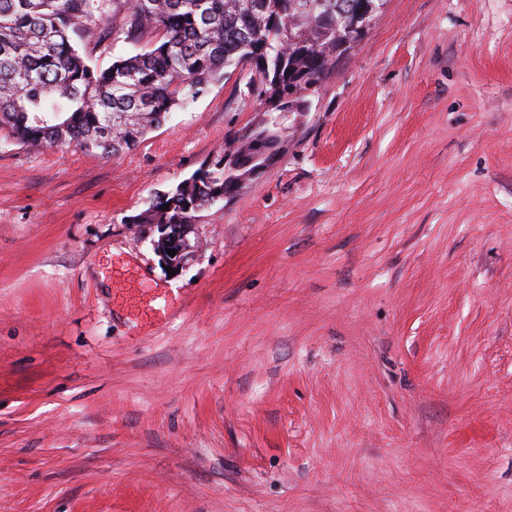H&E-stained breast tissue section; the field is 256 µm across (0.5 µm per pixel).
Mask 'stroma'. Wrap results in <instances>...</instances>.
I'll return each instance as SVG.
<instances>
[{
    "label": "stroma",
    "mask_w": 512,
    "mask_h": 512,
    "mask_svg": "<svg viewBox=\"0 0 512 512\" xmlns=\"http://www.w3.org/2000/svg\"><path fill=\"white\" fill-rule=\"evenodd\" d=\"M260 118L0 137V512H512V0H387L168 274L134 216ZM258 148V153L243 168L250 167L256 161L261 162L249 170L242 178L239 179L238 185L242 184L245 180L255 176L263 169H265L272 161L277 159L285 149V139L277 136H270L264 144H255V149Z\"/></svg>",
    "instance_id": "35a3bbf8"
}]
</instances>
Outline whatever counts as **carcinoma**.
I'll use <instances>...</instances> for the list:
<instances>
[{
	"instance_id": "cac0c4a2",
	"label": "carcinoma",
	"mask_w": 512,
	"mask_h": 512,
	"mask_svg": "<svg viewBox=\"0 0 512 512\" xmlns=\"http://www.w3.org/2000/svg\"><path fill=\"white\" fill-rule=\"evenodd\" d=\"M357 0H0V131L31 148L75 145L106 158L235 64L258 100L288 81L320 84L336 59V11ZM149 48L106 68L87 39ZM224 161L156 196L139 224H190L224 191ZM169 209H163V205Z\"/></svg>"
}]
</instances>
